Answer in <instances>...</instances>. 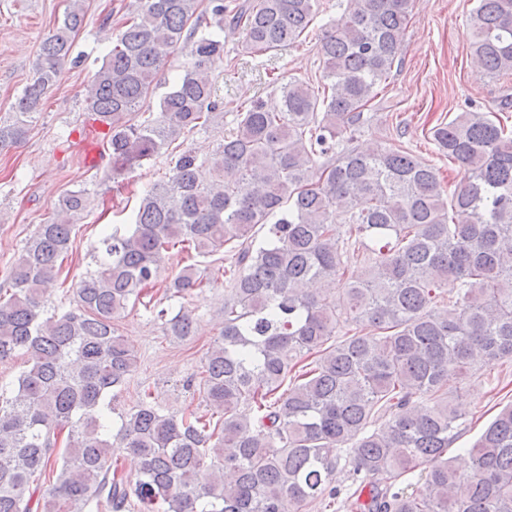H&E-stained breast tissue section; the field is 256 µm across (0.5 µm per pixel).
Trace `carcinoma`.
<instances>
[{"mask_svg":"<svg viewBox=\"0 0 512 512\" xmlns=\"http://www.w3.org/2000/svg\"><path fill=\"white\" fill-rule=\"evenodd\" d=\"M412 2L337 3L342 13L318 35L323 90L291 80L276 111L241 103L211 156L183 149L132 223L99 240L102 257L72 307L46 317L88 197L65 194L58 219L37 225L0 286V362L24 357L17 382L0 386V512H84L93 501L121 512L132 499L140 512H512V404L467 449L461 473L448 450L466 419L447 388L451 374L512 363V129L491 111L430 129L468 172L450 192L402 147L376 135L358 145ZM320 7L136 0L85 94L107 128L112 178L224 113L212 79L224 67V27L241 32L244 53L263 55L299 42ZM83 20L71 0L0 116V146L25 134ZM467 32L484 70L512 74V0H476ZM181 44L192 45L184 74L157 112H142ZM341 224L369 252L357 280L346 277L354 254ZM176 245L227 261L224 326L199 382L207 413L167 414L147 391L117 413L113 392L137 360L114 321L154 288ZM210 283V266L190 264L164 296ZM166 314L157 311L167 335H196L194 311ZM342 321L352 329L338 336ZM116 448L138 460L135 479L112 468ZM52 465L55 479L39 482Z\"/></svg>","mask_w":512,"mask_h":512,"instance_id":"1","label":"carcinoma"}]
</instances>
